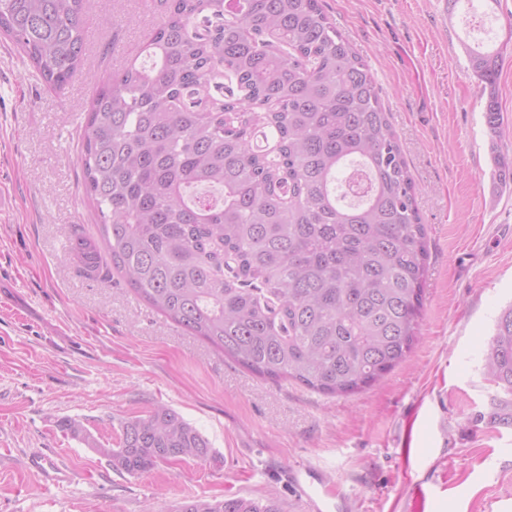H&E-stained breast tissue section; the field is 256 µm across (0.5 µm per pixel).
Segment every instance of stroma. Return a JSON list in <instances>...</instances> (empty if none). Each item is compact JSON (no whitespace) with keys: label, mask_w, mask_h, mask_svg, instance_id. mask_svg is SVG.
Returning a JSON list of instances; mask_svg holds the SVG:
<instances>
[{"label":"stroma","mask_w":512,"mask_h":512,"mask_svg":"<svg viewBox=\"0 0 512 512\" xmlns=\"http://www.w3.org/2000/svg\"><path fill=\"white\" fill-rule=\"evenodd\" d=\"M367 62L421 187L428 238L419 342L374 386L326 396L261 378L138 299L121 276L80 273L63 247L73 225L97 237L78 162L101 84L163 15L160 0H99L81 70L48 90L0 37V512H177L189 499H273L304 512L286 470L314 469L350 512H512V396L484 372L501 311L512 304V0L489 31L468 27L465 0H322ZM123 20L120 36L101 17ZM500 51L502 121L490 131L467 48ZM162 403L211 442L207 460L131 476L91 448ZM70 417L88 435L59 426ZM67 469L53 485L28 467Z\"/></svg>","instance_id":"stroma-1"}]
</instances>
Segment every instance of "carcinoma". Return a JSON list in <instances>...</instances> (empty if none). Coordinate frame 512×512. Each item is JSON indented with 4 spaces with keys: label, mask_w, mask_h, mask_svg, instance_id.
<instances>
[{
    "label": "carcinoma",
    "mask_w": 512,
    "mask_h": 512,
    "mask_svg": "<svg viewBox=\"0 0 512 512\" xmlns=\"http://www.w3.org/2000/svg\"><path fill=\"white\" fill-rule=\"evenodd\" d=\"M144 45L98 91L82 135L83 187L114 270L175 324L240 366L326 395L380 381L411 352L428 248L399 138L364 58L322 0H164ZM95 0H0V35L62 93ZM467 70L501 120L499 55ZM484 366L512 394V305ZM113 470L203 460L212 444L155 405L94 444ZM178 512H278L191 499Z\"/></svg>",
    "instance_id": "obj_1"
}]
</instances>
